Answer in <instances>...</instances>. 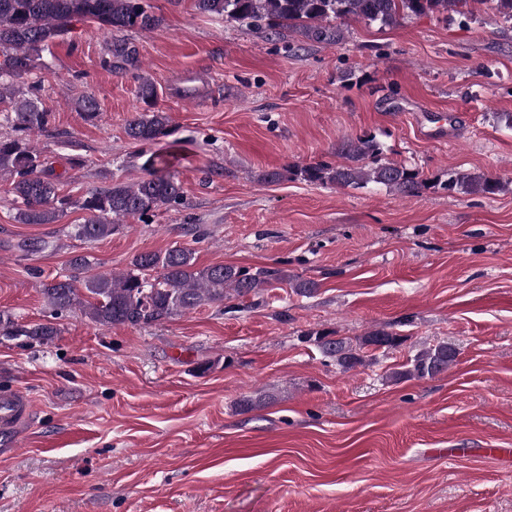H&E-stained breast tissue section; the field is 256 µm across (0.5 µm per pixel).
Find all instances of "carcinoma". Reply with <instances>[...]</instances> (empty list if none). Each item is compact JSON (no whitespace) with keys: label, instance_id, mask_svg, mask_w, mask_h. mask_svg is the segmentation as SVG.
Masks as SVG:
<instances>
[{"label":"carcinoma","instance_id":"carcinoma-1","mask_svg":"<svg viewBox=\"0 0 512 512\" xmlns=\"http://www.w3.org/2000/svg\"><path fill=\"white\" fill-rule=\"evenodd\" d=\"M490 4V9L506 24H512V0H196L203 14L218 15L246 27L265 28L274 35L281 29L299 27L309 41L336 43L344 37L350 21L393 26L411 14L458 11L472 4ZM87 20L116 31L146 32L157 28L162 19L147 0H0V104H8L6 119L12 133L0 136V181L9 182V193L17 204L22 224H54L69 209L78 208L86 217L74 227L75 235L94 242L107 238L129 218H143L182 200L181 185L169 173L172 156L152 150L167 134L168 116L152 109L157 91L148 78H140L138 94L147 109L133 114L126 122L130 140L148 154L147 175L133 183H114L105 189H92L73 198L61 193L59 176L52 162L25 142L32 133L48 132L52 115L41 102L43 85L34 79L42 65V53L65 36L74 20ZM112 60L107 65L123 69L133 60L134 49L124 40L112 43ZM83 118L98 116V103L90 95L79 99ZM339 152L347 163L331 166L310 163L288 168V174L323 186L364 187L374 184L392 192L417 197L425 186L420 173L402 164L381 159L380 144L371 136L344 141ZM445 188L464 190L490 197L502 190L501 183L484 175L448 173ZM52 247L43 238H24L15 249L28 257ZM88 257L70 260V273L44 288L54 314L77 308L91 322L115 325H149L203 304L258 296L275 283H286L292 291L311 297L318 284L278 268L250 270L233 264L199 268L194 253L173 246L163 252H144L121 273H99L91 277ZM58 335L51 322L19 324L0 315V337L22 339L27 343L47 341ZM403 338L384 328L351 340L341 336L319 335L315 342L324 356L347 372L366 364L363 349L386 351L397 348ZM457 349L442 340L422 344V348L389 378L434 377L456 363ZM270 403L263 392L244 396L239 410H260Z\"/></svg>","mask_w":512,"mask_h":512}]
</instances>
